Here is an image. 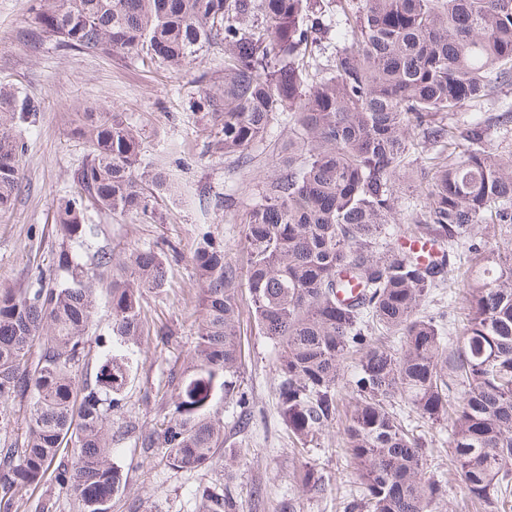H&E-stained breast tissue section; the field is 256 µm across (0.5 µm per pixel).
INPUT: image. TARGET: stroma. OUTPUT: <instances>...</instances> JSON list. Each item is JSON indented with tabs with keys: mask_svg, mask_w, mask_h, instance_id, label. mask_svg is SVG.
<instances>
[{
	"mask_svg": "<svg viewBox=\"0 0 512 512\" xmlns=\"http://www.w3.org/2000/svg\"><path fill=\"white\" fill-rule=\"evenodd\" d=\"M26 8V0H0V82L20 88L39 106L23 159L21 193L13 209L0 212V288H23L34 274L55 270L52 203L73 186L83 160L71 134L76 113L108 108L123 113L142 130L146 163L170 171L183 187L182 195L161 201L160 219L152 224L130 216L90 215L102 227L98 244L116 258H123L133 243L169 251V288L143 299L152 328L167 335L143 343L123 406L112 414L113 429L133 418L147 431L169 402V381L183 371L192 348L199 285L191 257L200 234L207 230L223 239L228 260L244 266L243 217L279 170L288 118L279 116L247 158L212 156L210 117L190 108L198 91L193 72L173 75L120 52L89 56L49 42L24 44L18 33ZM240 299L241 388L250 400L249 428L241 432L225 426L223 448L210 468L199 471L170 469L160 457L144 458L133 440H124L115 460L126 483L113 498L111 512H206L200 496L206 487L231 489L236 512H342L344 499L356 488L355 472L339 446L343 425L325 430L308 453L294 452L277 413L274 349L255 327L248 292ZM408 422L434 442L435 473L448 489L437 512H485L448 468L447 429L413 416ZM308 461L317 463L331 494L305 492L291 481L293 469Z\"/></svg>",
	"mask_w": 512,
	"mask_h": 512,
	"instance_id": "35a3bbf8",
	"label": "stroma"
}]
</instances>
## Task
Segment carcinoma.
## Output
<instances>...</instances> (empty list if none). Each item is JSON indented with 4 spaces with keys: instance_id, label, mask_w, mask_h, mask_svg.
<instances>
[{
    "instance_id": "obj_1",
    "label": "carcinoma",
    "mask_w": 512,
    "mask_h": 512,
    "mask_svg": "<svg viewBox=\"0 0 512 512\" xmlns=\"http://www.w3.org/2000/svg\"><path fill=\"white\" fill-rule=\"evenodd\" d=\"M20 39L83 55L122 52L179 74L216 47L224 76L201 71L194 108L213 118L208 151L244 157L280 113L292 121L288 157L246 214V270L206 231L192 256L200 285L190 365L171 380L168 410L140 434L145 457L177 470L209 467L224 447L221 403L240 391L239 289L276 350L278 414L306 448L339 417L344 363L359 361L342 447L361 492L343 512H436L446 485L427 475L429 441L393 403L448 427L468 496L489 512L512 496V110L458 117L512 85V0H336L344 17L326 62L312 29L314 0H27ZM38 106L0 84V211L22 188L25 133ZM422 134L430 175L415 186L425 210L395 216L406 158ZM86 154L75 187L53 201L54 277L0 288V512L51 476L80 512H109L125 484L112 432L150 335L143 294L169 287V264L132 244L118 261L93 241L89 208L157 218L169 174L142 165L140 130L120 112H78ZM498 229L475 240L477 225ZM397 236L403 243L393 245ZM440 247L425 260L412 244ZM463 288L466 323L427 313L445 284ZM109 335L89 338L99 300ZM397 337L395 346L376 338ZM101 351L91 357V344ZM29 400L25 431L10 404ZM307 492L325 482L294 473ZM207 512H235L229 488H206Z\"/></svg>"
}]
</instances>
